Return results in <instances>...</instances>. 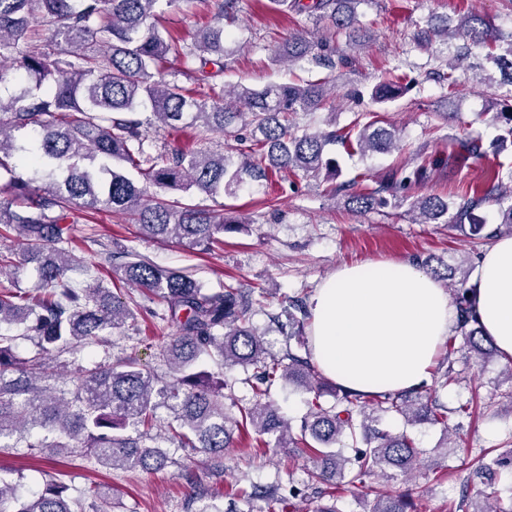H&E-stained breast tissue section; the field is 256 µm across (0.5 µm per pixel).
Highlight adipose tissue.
I'll return each mask as SVG.
<instances>
[{
	"mask_svg": "<svg viewBox=\"0 0 512 512\" xmlns=\"http://www.w3.org/2000/svg\"><path fill=\"white\" fill-rule=\"evenodd\" d=\"M483 334L512 360V237L497 238L477 265L470 291ZM315 364L337 385L362 394L427 383L455 323L448 293L413 262L345 265L311 298Z\"/></svg>",
	"mask_w": 512,
	"mask_h": 512,
	"instance_id": "1",
	"label": "adipose tissue"
}]
</instances>
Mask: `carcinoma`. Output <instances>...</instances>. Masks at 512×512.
Here are the masks:
<instances>
[{
	"label": "carcinoma",
	"mask_w": 512,
	"mask_h": 512,
	"mask_svg": "<svg viewBox=\"0 0 512 512\" xmlns=\"http://www.w3.org/2000/svg\"><path fill=\"white\" fill-rule=\"evenodd\" d=\"M176 0H0V90L8 89L23 72L35 79L32 86L0 94V171L10 175V195H0V230L13 231L23 241L17 251L0 252V277L30 267L41 281L34 294L0 282V329L24 326L37 339L38 352L28 358L14 351L17 337L0 332V447L10 448L15 438L26 447L52 448L54 465H72L85 459L115 469H160L168 453L126 434L130 428L147 432L158 421L157 410L171 413L168 441L179 448H198L223 457L233 447L234 434L252 428L275 437L277 448H300L307 456V483L367 490L364 512H415V491L399 495L373 490L380 477H408L421 465V451L403 430L380 426V418L364 411L365 395L332 384L307 359L288 348L280 355L267 353L264 334L251 323L254 290L226 285L219 291L204 288L190 275L155 266L126 252L115 269L121 282L166 306L161 320L177 324V334L162 350L174 383L162 381L153 370L132 356L81 371L71 398L57 392L53 374L45 368L48 356L68 346L96 339L119 329L131 317L120 294L98 285H82L68 276L77 258L67 225L70 212L79 208L89 218L111 211L138 225L143 234L160 241L186 242L210 251L222 243L220 235L246 219L215 220L206 210L178 199L145 198L147 188H197L211 196L233 194L248 179L266 180L282 172L301 171L317 178L336 174L329 147L339 145L362 156L400 149L397 131L377 121L354 120L348 131L314 130L298 136L290 116L319 108L335 94V85L323 81H288L260 89L237 85L219 95L211 80L224 72V19L240 11L239 0H212L213 22L188 36L173 34L162 23V5ZM360 0H269L276 12L307 13L314 21L328 19L339 30L354 31L355 4ZM440 39L464 40L448 57V86L469 46L488 47V60L499 71L497 85L512 100V32L503 33L480 15H467L454 26L422 28L418 44ZM180 63L166 71L169 59ZM307 60L335 70L349 64L346 55L334 56L304 37H292L276 50L274 63L293 65ZM402 89L399 78L386 79L374 88L377 100L388 101ZM151 117H142V109ZM251 127V137L241 134ZM191 128L201 139L221 133L240 148L236 164L224 151L196 152L149 145V130ZM35 131L31 144L19 142L17 133ZM45 173V182L24 179L17 167ZM427 167L415 165L401 180L389 176L374 189H356L348 205L367 209L398 200L409 184L424 181ZM452 204L433 194L410 204L421 223L449 224L486 233L474 221V211L493 200L499 205L497 221L512 228V166L496 164L488 184L467 186ZM423 269L434 279L450 283L456 308L455 335L448 339V357L434 373L437 387L456 381L448 365L456 339L478 359L496 352L482 335L469 298L467 279H455L449 266ZM310 311L301 299L273 316L286 344L303 347ZM207 354L226 367L253 370L245 379L252 401L237 405L238 416L225 411L224 383L196 370ZM297 383L314 393L300 434H291L288 422L269 399V386L277 378ZM331 396L328 406L320 402ZM378 411L398 415L407 425L426 422L443 432L441 447L461 428L453 417L468 414V406L454 411L437 396L412 389L376 395ZM470 480L464 481L457 508L471 512H505L490 502L491 494H470L469 482L492 485L503 473L512 474V448L472 460ZM85 494L72 496L56 480L47 482L33 498L17 494L16 486L0 476V512H87Z\"/></svg>",
	"instance_id": "obj_1"
}]
</instances>
